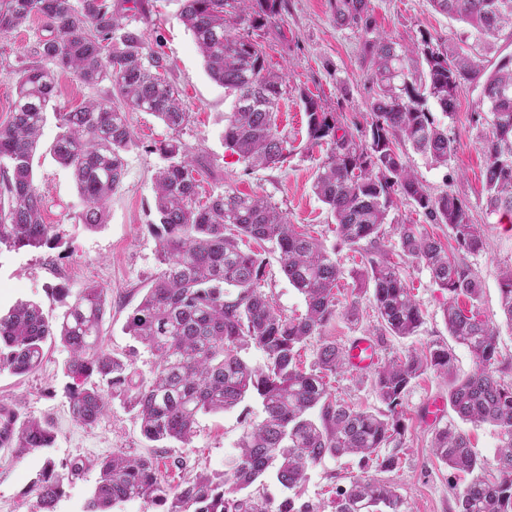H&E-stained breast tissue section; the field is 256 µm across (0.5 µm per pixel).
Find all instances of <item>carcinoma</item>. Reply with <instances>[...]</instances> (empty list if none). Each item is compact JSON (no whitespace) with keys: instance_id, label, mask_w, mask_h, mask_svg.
Segmentation results:
<instances>
[{"instance_id":"obj_1","label":"carcinoma","mask_w":512,"mask_h":512,"mask_svg":"<svg viewBox=\"0 0 512 512\" xmlns=\"http://www.w3.org/2000/svg\"><path fill=\"white\" fill-rule=\"evenodd\" d=\"M434 9L465 27L448 37L424 34L411 46L374 33L369 0H329L339 27L362 33L363 60L372 91L369 127L356 135L334 112L301 95L311 145L326 146L313 193L334 218L340 244L370 246L371 257L355 271L359 289L372 291L379 341L406 338L423 323V314L392 261L384 224L400 197L428 224H446L456 243H442L404 221L395 231L402 256L423 264L448 293L443 315L448 334L465 346L475 370L453 382L448 402L457 416L488 424L499 435L494 464L471 448L460 429L436 430L431 451L448 468L466 473L458 495L459 512H512V383L502 374L498 334L487 322L459 306L461 297L478 299L480 280L466 255L484 249L482 226L472 222L457 194L429 192L404 160L409 146L433 165L446 166L457 140L437 120L428 102L453 116L456 92L464 84L481 87L480 102L493 119L480 137L486 157L485 208L512 217V56L488 72L484 55L503 34L512 38V0H430ZM284 0H184L181 16L193 34L212 80L234 95L224 127V145L250 170L274 168L291 150L276 123L287 74L270 69L264 46L252 37L277 23ZM49 36L38 43L35 61L15 78L11 121L0 126V246L53 248L60 244L55 225L42 219L44 199L34 184L37 138L56 89L57 72L70 70L86 85L110 82L120 105L88 100L58 112L61 133L53 157L70 169L85 201L79 220L96 228L105 223L112 193L122 183L124 154L132 144L127 111L150 112L173 131L158 150L169 164L155 177L159 223L150 225L159 240V272L128 316L126 330L156 358L149 376L139 373L133 355L116 354L103 344L107 289L90 285L70 299L52 320L34 302L0 315V371L32 374L40 368L49 339L69 351L64 371L69 412L78 424L93 426L111 401L123 402L143 436L164 448L186 443L201 413L227 411L248 397L262 405L263 417L249 424L229 469L199 474L171 487L150 457L114 454L99 462L100 474L89 512H111L118 503L139 499L169 505L165 512H322L302 500L310 468L326 457L360 455V467L391 469L396 457L382 449L403 433L398 407L411 382L431 370L453 374L454 356L436 344L420 355L391 358L375 370L374 388L383 411H367L332 397L327 378L344 370L346 350L325 336L339 314L336 290L344 275L336 247H327L296 230L279 207L261 194L226 191L207 202L197 192L199 162L189 156L176 133L188 121L177 89L159 72L157 59L144 52L141 36L110 10L107 0H0V33L14 31L32 17ZM276 244L288 282L304 298L306 313L287 318L259 288L261 261L244 251L243 238ZM504 314L512 326V266L502 271ZM321 338L316 358L303 367L300 350ZM262 349L266 362L253 366L241 352ZM54 441L53 425L0 405V448L23 456ZM78 462L46 460L29 493L33 512H53L65 486L78 475ZM273 477L288 495L279 502L265 491ZM334 512H404L394 487L367 476L336 490Z\"/></svg>"}]
</instances>
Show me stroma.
Returning <instances> with one entry per match:
<instances>
[{"instance_id":"35a3bbf8","label":"stroma","mask_w":512,"mask_h":512,"mask_svg":"<svg viewBox=\"0 0 512 512\" xmlns=\"http://www.w3.org/2000/svg\"><path fill=\"white\" fill-rule=\"evenodd\" d=\"M141 4L144 14L133 27L142 36L147 52L160 57L169 81L181 92L190 121L180 138L201 162V193L215 196L233 189L270 196L290 223L325 245L335 243L334 220L312 191L325 151L308 143L300 94L312 93L325 111L337 113L350 128H366L371 90L359 32L336 26L328 0H288L281 21L263 34L261 41L271 66L288 74L277 123L296 150L281 166L249 172L224 145L225 119L233 109V98L207 75L194 38L181 20L182 0H141ZM370 7L377 31L404 45L416 42L424 32L444 37L460 28L459 22L435 11L429 0H370ZM44 35V26L37 18L0 34L2 126L11 119L15 75L31 60ZM480 92V87L465 84L456 93V110L448 121V131L456 137L458 150L448 166L430 165L411 150L407 151L406 160L431 193L455 192L468 203L472 221L482 225L485 247L468 258L479 275L482 293L478 301L465 299L461 305L474 307L483 320L496 328L501 358L510 363L512 328L501 311L499 282L502 270L512 265V224L499 223L497 216L485 211V158L478 141L480 134L488 130L492 116L479 110ZM112 98L109 82L89 86L72 72L58 73L57 92L46 114L34 158V183L44 198V221L56 226L61 244L54 249L0 247V310L5 312L19 302L33 301L46 314L58 316L65 306L57 287L74 292L90 284L107 288L105 342L116 353L136 348L135 366L146 375L155 358L149 349L134 347L125 325L159 269L158 240L149 227L158 221L154 175L166 161L155 145L168 138L170 131L152 113L128 111L133 143L125 154L126 174L112 195L105 224L97 229L79 222L82 198L70 172L52 157V147L60 134L57 112L88 100L107 102ZM242 247L262 259L259 286L275 309L288 317L304 314L305 301L282 273L275 245L247 240ZM365 256L362 249L344 248L337 254L345 272L337 297L341 305L353 303L358 307L356 320L338 316L325 331L343 347L354 337L374 333L372 296L357 291L351 276L353 270L362 267ZM401 267L420 304L424 322L416 335L387 337L379 348L380 359L411 349L423 351L440 341L450 343L455 369L449 378L429 372L412 383L402 404L405 429L393 450L398 464L390 471L371 470L370 475L395 485L404 500L405 512H458L457 494L467 477L438 461L431 444L436 429L460 424L448 403V388L451 378L465 377L475 364L466 347L450 341L442 315L447 292L435 284L423 265L405 260ZM66 358L59 342L50 340L44 346L43 361L36 373L18 376L0 371V403L13 407L23 417L53 422L55 431L53 445L40 451L19 456L0 449V512H32L29 489L48 457L83 464L79 475L73 477L57 500L54 512H87L99 475L97 463L115 453L155 454L167 465L174 484L180 483L187 471L194 475L223 471L227 461L238 454L247 425L262 418L260 403L248 399L233 409L200 416L188 444L176 442L153 450L142 437L133 412L120 402H112L94 427L85 428L72 421L68 407L71 380L63 372ZM329 384L338 399L357 408L374 410L382 406L375 392L373 372L347 369L330 377ZM361 473L357 456L325 458L309 470L304 496L315 502H330L336 488L348 486Z\"/></svg>"}]
</instances>
